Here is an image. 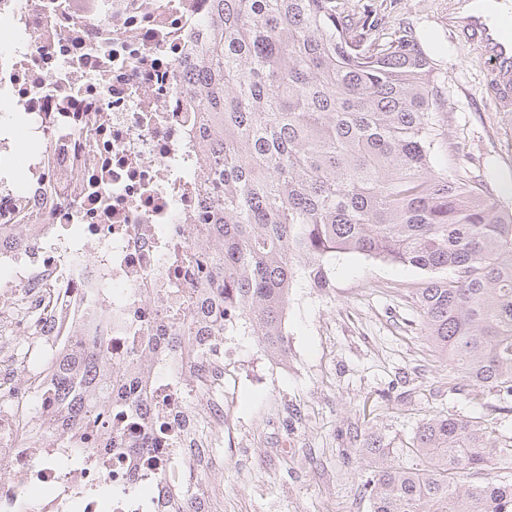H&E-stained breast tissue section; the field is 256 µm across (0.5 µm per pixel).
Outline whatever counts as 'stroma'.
<instances>
[{"instance_id": "stroma-1", "label": "stroma", "mask_w": 512, "mask_h": 512, "mask_svg": "<svg viewBox=\"0 0 512 512\" xmlns=\"http://www.w3.org/2000/svg\"><path fill=\"white\" fill-rule=\"evenodd\" d=\"M465 0H343L369 5L383 34L412 28L445 86L435 146L449 175L466 174L512 211V112L501 111L479 44L453 24ZM424 272L337 256L326 291L292 289L287 354L267 355L244 320L224 331V438L202 487L210 512H370L365 440L409 447L439 413L493 414L494 395L456 390L422 336L413 298Z\"/></svg>"}]
</instances>
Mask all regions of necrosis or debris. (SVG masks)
Returning a JSON list of instances; mask_svg holds the SVG:
<instances>
[{
  "label": "necrosis or debris",
  "instance_id": "4bbe7bcc",
  "mask_svg": "<svg viewBox=\"0 0 512 512\" xmlns=\"http://www.w3.org/2000/svg\"><path fill=\"white\" fill-rule=\"evenodd\" d=\"M211 0H0V458L10 481L0 507L30 512H143L142 501L94 493L139 475L170 474L174 451L219 443L210 409L218 352L193 374L163 375L137 408L121 411V445L86 449L88 465L63 471L59 437L28 448L40 370L17 384L15 338L27 358L94 336L112 364L132 370L151 330L202 283L174 254L205 250L201 147L193 97L194 50ZM164 424L165 448L135 451L141 414Z\"/></svg>",
  "mask_w": 512,
  "mask_h": 512
}]
</instances>
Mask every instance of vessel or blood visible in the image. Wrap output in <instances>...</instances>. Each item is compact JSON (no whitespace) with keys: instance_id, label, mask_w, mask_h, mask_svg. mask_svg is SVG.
I'll return each mask as SVG.
<instances>
[{"instance_id":"vessel-or-blood-1","label":"vessel or blood","mask_w":512,"mask_h":512,"mask_svg":"<svg viewBox=\"0 0 512 512\" xmlns=\"http://www.w3.org/2000/svg\"><path fill=\"white\" fill-rule=\"evenodd\" d=\"M457 25L470 39L481 44L497 84L500 105H512V31L504 30L479 11L460 17Z\"/></svg>"}]
</instances>
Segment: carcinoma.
<instances>
[{"label": "carcinoma", "instance_id": "1", "mask_svg": "<svg viewBox=\"0 0 512 512\" xmlns=\"http://www.w3.org/2000/svg\"><path fill=\"white\" fill-rule=\"evenodd\" d=\"M337 0H211L196 49L193 94L205 163L198 191L211 250L183 262L205 280L147 347L181 360L245 317L265 352L286 351L295 282L328 288L339 254L430 273L415 289L424 336L471 395L512 412V215L482 188L451 178L437 157L432 112L444 92L412 29L380 34ZM42 395L67 464L112 447L105 423L147 380L110 367L96 338L43 362ZM132 448H158L164 426ZM370 512H512V436L499 417L435 414L404 466L376 436L366 443ZM159 512H210L188 466Z\"/></svg>", "mask_w": 512, "mask_h": 512}]
</instances>
